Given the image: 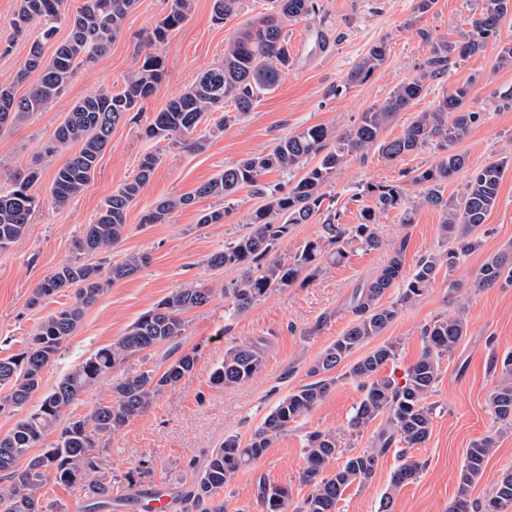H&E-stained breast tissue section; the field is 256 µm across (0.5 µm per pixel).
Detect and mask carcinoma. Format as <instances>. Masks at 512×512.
Returning <instances> with one entry per match:
<instances>
[{"mask_svg": "<svg viewBox=\"0 0 512 512\" xmlns=\"http://www.w3.org/2000/svg\"><path fill=\"white\" fill-rule=\"evenodd\" d=\"M136 0H80L74 11L66 9V0H20L12 19L13 36L38 28L28 57L11 82L0 84V130L24 120L44 108L61 93L74 72L104 56L123 31L124 21ZM240 0H214L213 19L222 23L237 15ZM191 9V0H172L168 14L148 37L151 46L165 42L169 32L178 28ZM512 10V0H490L471 28L461 32L459 40L434 51L427 69L419 77L399 83L380 106L362 113L360 122L337 135L327 126L312 125L301 132L280 138L268 152L252 155L224 167V171L202 184L198 196L227 199L243 186H258L267 172L279 170L294 174L311 157H319L316 166L307 168L288 190L273 188L271 198L250 218L252 230L224 244L210 256L214 268L243 269L240 284L231 289L232 314L247 311L273 291L289 287L300 278H309L308 269L327 255L344 261L352 243L380 249L383 242L374 225L392 209H401L406 189L402 183L368 184L362 192L366 205L360 209V222L348 229L338 223L337 213L323 207V188L333 172L349 157L361 158L370 152L387 163L434 144L444 156L435 165L415 169L410 183L426 186L424 204L439 209L443 220L441 235L450 247L422 257L411 275L403 272L402 250L393 251L377 276L357 289L350 302L354 319L349 328L333 341L309 369L313 381L289 393L265 417L249 442L241 444L228 436L210 455L206 466L195 473L183 494L188 512H224V488L244 467L258 461L273 441L288 428L308 416L336 384L332 371L370 337L379 335L398 315L399 306L411 303L432 287L442 268L453 272L460 257L482 245L479 229L498 201L500 184L512 158L491 160L474 170L463 196L444 197V186L466 165L465 155L454 151L455 144L468 128L484 119L485 113L464 109L469 85L463 84L442 97L431 110L418 113L404 132L388 141L381 134L398 112L410 106L424 91L425 82L448 66L449 53L465 58L484 49L488 40L497 38L501 18ZM320 11L317 0H268L267 13L242 27L225 43L224 60L205 70L193 85L154 113L143 128L149 140H170L191 151H202L207 135L199 127L211 122L214 113L231 107L237 115L253 111L261 97L273 90L285 76L292 59L288 52V26L312 20ZM70 28L53 56L44 60L42 43L53 39L61 23ZM386 60V47L379 43L367 52L347 74L350 83L369 78ZM38 74L26 91L18 96L14 87ZM166 73L162 54L149 52L141 64L117 90H100L77 101L54 131L48 147L52 154L75 147L68 161L59 167L50 187L51 202L65 207L90 184L112 131L129 120L132 112L144 110ZM159 157L149 153L139 164V172L105 199L93 223L86 225L76 242L77 251L93 255L106 253L117 245L126 230V216L151 178ZM41 178L35 168L15 176L11 188H0V249H6L25 234L27 224L39 200L30 188ZM194 197L164 199L155 203L142 217L144 224H164L168 215L180 206L192 204ZM324 216L322 237L304 243L286 262L272 257L277 241L288 235L292 224H307L316 215ZM144 253H128L119 262L103 268L97 263L67 262L44 277L33 289L28 306L35 308L64 288L77 286L76 301L43 318L30 341L7 358H0V411L24 407L41 388L44 368L55 359L63 343L82 321L85 308L113 284L148 264ZM512 281V251H504L487 260L474 274L476 288H492L502 280ZM397 287L398 301L382 302L386 292ZM208 288L189 285L159 301L139 317L117 342L96 350L77 364L58 385L43 394L35 409L16 422L9 433L0 436V512H56L43 503L42 489L50 481L77 486L96 508L112 505V489L134 488L145 471L138 468L111 477L103 473L99 450L130 422L150 409L157 398L191 375L197 357L184 353L167 355L164 368H142L112 379V399L94 406L83 416L62 420L66 410L87 389L109 377L127 358L155 345L182 336L184 313L210 302ZM467 330L464 309L439 318L423 330L424 350L399 383L379 375L396 357L397 345L386 344L358 359L348 376L361 380L363 393L350 427L360 431L380 414H387L388 428L377 435L376 448L345 458L336 469L329 463L339 455V440L330 431L314 430L305 436L306 467L304 484L313 488L297 512H336L345 490L373 477L378 458L395 443L410 449L426 443L432 431V408L426 398L440 375V362L451 356ZM263 368V357L256 346L240 343L225 350L224 361L213 371L217 385L236 386L252 380ZM496 418L512 425V352L503 355L500 378L490 396ZM56 439L42 447L38 455L29 450L42 443L48 433ZM494 434L472 441L459 474L460 495L449 512H509L512 508V472L502 476L491 497L473 504L468 488L482 475L496 448ZM403 462L394 471L392 486L397 488L417 478L422 464L401 454ZM257 496L265 512H288V487L259 480Z\"/></svg>", "mask_w": 512, "mask_h": 512, "instance_id": "obj_1", "label": "carcinoma"}]
</instances>
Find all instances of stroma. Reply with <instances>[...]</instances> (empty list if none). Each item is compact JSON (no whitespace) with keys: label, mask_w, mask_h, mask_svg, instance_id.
<instances>
[{"label":"stroma","mask_w":512,"mask_h":512,"mask_svg":"<svg viewBox=\"0 0 512 512\" xmlns=\"http://www.w3.org/2000/svg\"><path fill=\"white\" fill-rule=\"evenodd\" d=\"M171 3L137 0L122 35L103 57L77 69L63 92L42 111L0 132V188L8 187L16 173L28 168L42 172L33 187L41 205L25 235L0 250V358L19 353L42 318L75 302L76 291L70 288L39 307L27 306L33 289L46 275L78 258L75 242L85 225L95 220L105 198L132 179L145 154L159 155L150 182L128 212L121 242L103 257L112 263L128 252L144 253L149 263L113 284L86 309L76 331L45 367L41 389L51 390L79 362L116 342L170 293L190 284L211 289L207 305L186 313V331L177 345L179 352L196 353L194 372L111 437L102 455L104 469L119 476L146 464L151 469L147 485L173 495L190 485L195 472L227 436L248 441L289 391L307 383L308 370L319 354L351 324L352 294L375 277L392 249L402 248L404 270L409 273L441 241L440 211L422 202L423 186L409 185L407 204L414 211V221L402 223L396 210L385 214L374 227L382 248H353L339 264L321 258L313 277L274 291L232 317L226 312L229 301L224 292L238 285L241 272L210 267L207 260L226 242L249 231L250 214L267 199L251 186L241 188L228 203L197 196V188L224 166L269 151L279 138L306 127L322 124L338 133L348 130L363 112L382 105L401 81L417 77L436 48L457 41L460 32L486 10L487 0H436L423 14L414 12L415 0H320L315 21L288 28L294 62L279 85L261 98L253 112L229 120L223 131L210 135L201 152L147 140L142 130L154 112L184 93L205 68L223 59L225 42L264 13L265 0H242L240 13L221 24L212 19V0H192L186 21L159 48L166 76L144 112L113 130L89 186L68 206H53L49 188L54 173L70 157L66 151L45 152L57 125L80 99L102 89L121 88L143 59L147 37ZM18 6L19 0H0V82L13 78L32 43L28 37H12L11 21ZM502 41H512V11L501 19L499 41L488 42L482 52L463 59L451 56L447 71L427 81L422 95L398 112L383 133L390 140L400 136L418 113L433 109L458 85L470 84L468 106L485 118L456 144V151L467 157V167L449 179L445 197L460 198L472 170L489 160L512 156V104L500 99L512 91V66L497 65ZM378 43L387 48L384 64L367 81L348 83V72ZM441 156V150L429 145L394 163L380 160L374 152L365 158L350 157L325 186L340 224L358 223L361 204L354 196L367 184L402 182L405 172L430 166ZM183 195L193 196V203L173 210L166 223H143V215L157 201ZM220 207L228 210L223 223L199 225L202 213ZM481 238L479 250L462 257L454 271H440L432 288L403 306L395 320L361 348L366 354L381 344H396L397 356L381 374L402 379L421 355L424 327L458 306L466 308L467 334L453 355L442 359L440 377L426 399L434 409L432 433L424 445L408 452L422 465L419 477L392 488L391 475L400 464V449L392 447L379 458L367 484L346 489L337 512H448L459 495L458 475L467 448L490 433L497 436L496 450L481 478L470 487L469 500L483 501L502 474L512 469V428L496 419L489 403L499 377L493 361L512 351V286L479 289L473 285L481 264L512 250V168L502 180ZM103 258L94 254L90 260L96 263ZM452 280L457 289L449 288ZM242 341L260 348L262 370L242 385L214 384L211 374L223 361L225 350ZM348 369V363H341L336 369L339 381L315 410L275 439L259 461L236 475L224 491V512H263L256 497L262 478L289 486L292 506L301 505L312 492L300 479L309 431L336 432L346 456L375 446L385 419L377 417L362 432L352 431L349 421L362 393L357 381L346 378Z\"/></svg>","instance_id":"stroma-1"}]
</instances>
